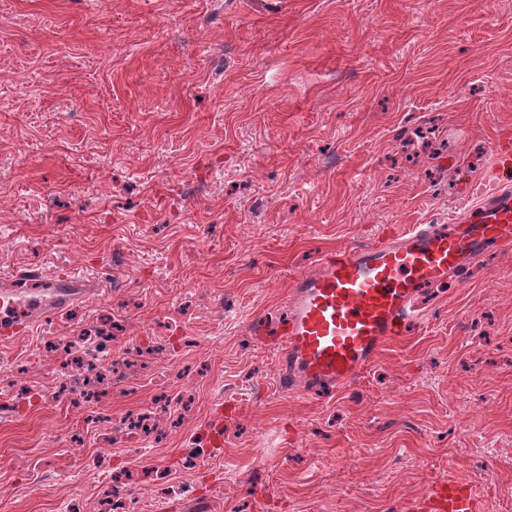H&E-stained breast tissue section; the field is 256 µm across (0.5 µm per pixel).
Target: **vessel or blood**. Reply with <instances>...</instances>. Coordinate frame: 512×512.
<instances>
[{
	"label": "vessel or blood",
	"instance_id": "obj_1",
	"mask_svg": "<svg viewBox=\"0 0 512 512\" xmlns=\"http://www.w3.org/2000/svg\"><path fill=\"white\" fill-rule=\"evenodd\" d=\"M487 180L501 189L468 209L456 223L415 224L382 240L332 253L315 272L294 278L288 311L275 327L279 384L287 391L347 385L378 357L383 346L420 320L423 289L465 283L473 265L492 249L512 244V136L491 145ZM50 298L6 300L0 292V334L29 331L38 319L66 308L87 286L77 274L51 278ZM469 480L430 483L416 512H481Z\"/></svg>",
	"mask_w": 512,
	"mask_h": 512
}]
</instances>
